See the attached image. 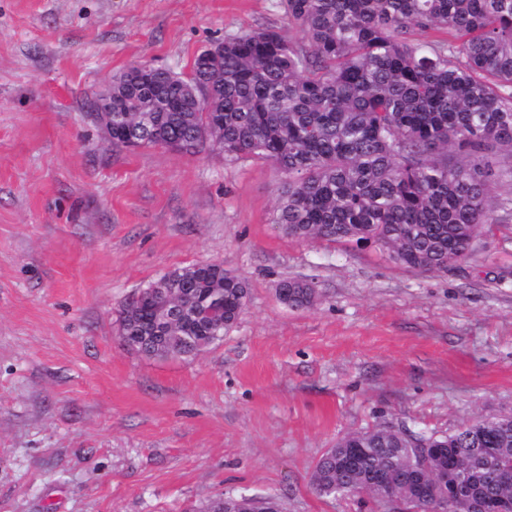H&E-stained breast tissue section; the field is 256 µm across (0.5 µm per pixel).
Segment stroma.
<instances>
[{"mask_svg":"<svg viewBox=\"0 0 512 512\" xmlns=\"http://www.w3.org/2000/svg\"><path fill=\"white\" fill-rule=\"evenodd\" d=\"M284 0H0V512H376L310 483L326 448L387 422L450 432L512 414V220L442 273L273 224L271 160L112 148L90 103L135 61L189 71ZM218 261L249 298L189 360L126 347L122 305ZM311 283L289 308L280 280ZM278 288H281L279 293ZM287 288H290L289 293ZM287 293L288 302H284L283 300L286 299ZM276 297L286 306L291 308H302L307 307L314 302L316 298V290L310 283L305 281L297 279H283L277 284ZM272 510L284 511L282 503L274 496H217L210 499L204 507L205 512H271Z\"/></svg>","mask_w":512,"mask_h":512,"instance_id":"1","label":"stroma"}]
</instances>
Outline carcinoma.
<instances>
[{"mask_svg":"<svg viewBox=\"0 0 512 512\" xmlns=\"http://www.w3.org/2000/svg\"><path fill=\"white\" fill-rule=\"evenodd\" d=\"M289 24L227 36L190 73L132 64L112 80V147L162 146L230 161L256 155L287 175L273 223L297 240L371 243L400 264L439 273L465 259L485 225L493 170L512 182V0H285ZM416 31L427 34L413 39ZM291 308L316 289L283 279ZM120 336L151 358L192 359L241 315L248 283L220 263L170 271L137 292ZM224 300V321L197 316ZM162 299L176 312L144 321ZM363 452L351 457L350 449ZM512 497V415L437 435L377 425L350 432L316 462L320 496L359 488L429 512L447 496ZM204 512H284L274 496H217Z\"/></svg>","mask_w":512,"mask_h":512,"instance_id":"carcinoma-1","label":"carcinoma"}]
</instances>
